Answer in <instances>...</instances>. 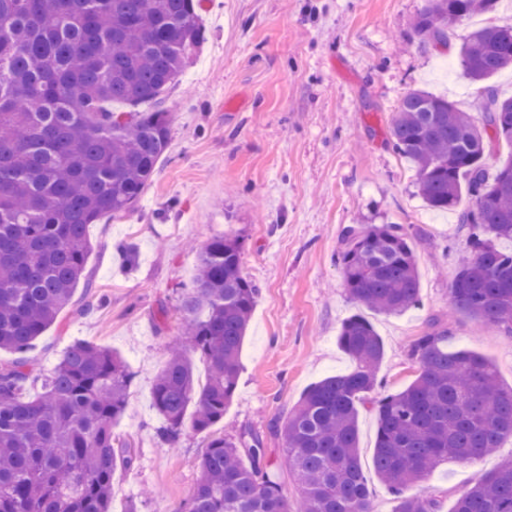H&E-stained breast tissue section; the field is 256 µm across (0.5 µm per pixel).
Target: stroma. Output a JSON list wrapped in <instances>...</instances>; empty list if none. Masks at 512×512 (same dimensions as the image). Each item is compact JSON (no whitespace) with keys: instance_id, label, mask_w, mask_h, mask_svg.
Listing matches in <instances>:
<instances>
[{"instance_id":"1","label":"stroma","mask_w":512,"mask_h":512,"mask_svg":"<svg viewBox=\"0 0 512 512\" xmlns=\"http://www.w3.org/2000/svg\"><path fill=\"white\" fill-rule=\"evenodd\" d=\"M425 0H202L206 41L167 93V152L136 207L123 218L88 225L83 276L56 323L28 352L50 370L68 347L85 340L118 353L134 380L113 428L135 455L116 474L112 512H175L196 484L204 434L183 428L173 442L157 434L155 375L181 339L177 310L193 284L197 252L213 238L242 236V271L260 294L241 351L236 393L216 432L266 438L279 464L285 443L274 427L323 378L352 369L338 344L342 322L365 315L385 346L381 393L417 375L409 357L429 323H447L448 347L497 367L512 386V336L451 314L448 288L471 253L460 212L430 210L416 171L393 149L389 126L402 97L423 90L480 109L482 86L469 82L460 47L474 28L512 26L499 4L448 30V43L420 46L412 28ZM404 225L415 244L418 306L386 315L351 300L336 255L346 227ZM135 243L138 265L125 270L115 250ZM360 452L374 512H393L394 496L373 470L376 414L359 415ZM512 455V438L479 465L440 464L427 485L452 512L476 471Z\"/></svg>"}]
</instances>
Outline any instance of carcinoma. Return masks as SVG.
Here are the masks:
<instances>
[{"instance_id": "1", "label": "carcinoma", "mask_w": 512, "mask_h": 512, "mask_svg": "<svg viewBox=\"0 0 512 512\" xmlns=\"http://www.w3.org/2000/svg\"><path fill=\"white\" fill-rule=\"evenodd\" d=\"M498 0H426L413 21L424 46L445 44L448 27L496 11ZM206 40L200 0H0V512H111L112 481L134 463L113 423L132 380L116 353L70 345L46 374L25 356L57 321L80 281L86 228L122 215L140 199L169 145L166 93ZM463 69L484 84L483 122L446 98L408 92L389 136L416 167L420 196L436 210L475 199L460 221L472 255L448 288L456 313L512 333V158L488 175L486 129L512 143V98L486 84L512 64V27L472 30ZM123 103L126 110H114ZM338 257L350 296L387 315L419 299L410 235L401 224L350 226ZM242 238L223 235L197 252L194 285L178 307L185 341L153 387L174 439L207 433L224 419L259 288L241 270ZM339 343L355 364L310 387L282 419L285 466L300 510L282 492L260 435L208 437L200 476L180 512H373L358 439L360 406L377 416L373 467L397 499L395 512H441L427 488L405 497L450 458L476 464L512 438V388L495 366L448 351V326L433 322L412 344L416 379L375 395L383 342L362 315L345 319ZM207 367L196 375L194 358ZM41 381L33 398L26 384ZM452 512H512V459L476 476Z\"/></svg>"}]
</instances>
